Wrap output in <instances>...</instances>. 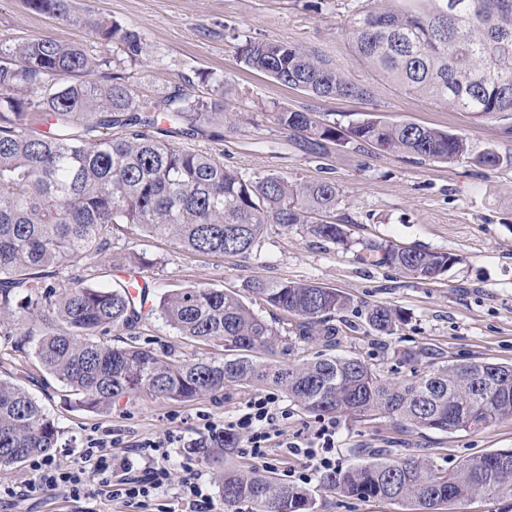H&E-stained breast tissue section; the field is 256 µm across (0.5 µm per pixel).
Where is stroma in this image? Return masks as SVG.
<instances>
[{"label":"stroma","instance_id":"stroma-1","mask_svg":"<svg viewBox=\"0 0 512 512\" xmlns=\"http://www.w3.org/2000/svg\"><path fill=\"white\" fill-rule=\"evenodd\" d=\"M77 10H93L140 32L150 43L149 60L128 68L134 92L153 98L199 73L224 76L232 92L224 101V137L181 139V146L206 151L243 176L274 171L295 181L329 179L340 202L336 215L350 232L347 246L312 236L304 226L268 225L250 254L210 257L184 253L173 242L135 237L125 225L112 227V250L146 253L153 292L191 286L236 289L248 280L300 281L337 289L352 300L337 313L333 340L313 335L296 342L301 363L315 356L357 357L391 383L448 364H512V118L479 119L403 89L375 72L354 53L348 26L361 0H73ZM50 37L81 43L94 54L111 55L85 29L31 11L23 0H0V44ZM300 44L343 69L368 88L365 99H316L243 68L236 39ZM278 102L320 115L347 128L374 115L388 122H415L465 136L473 153L494 149L503 159L490 170L464 159L424 162L370 146H329L313 153L303 137L274 124L267 107ZM387 241L424 251L455 255L437 280L413 279L398 268L363 260L365 242ZM385 304L407 321L394 334L375 333L365 308ZM38 314L0 318V377L21 385L57 421L61 434L56 460L78 462L97 429L111 427L124 443L169 435L186 443L203 440L205 416L234 415L250 398L230 388L189 402L145 399L113 404L93 414L74 408L62 385L39 364L28 335L39 332ZM139 342L167 351L172 359L220 356L221 348L179 335L159 316L143 319ZM415 354L404 362V354ZM512 449V420L440 432L388 417L338 418L336 465L348 468L379 457H425L442 471L464 458ZM311 475V474H310ZM317 512H407L397 501L349 498L319 487Z\"/></svg>","mask_w":512,"mask_h":512}]
</instances>
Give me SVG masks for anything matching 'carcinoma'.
I'll use <instances>...</instances> for the list:
<instances>
[{
    "label": "carcinoma",
    "instance_id": "cac0c4a2",
    "mask_svg": "<svg viewBox=\"0 0 512 512\" xmlns=\"http://www.w3.org/2000/svg\"><path fill=\"white\" fill-rule=\"evenodd\" d=\"M512 0H367L350 20L356 55L407 90L479 118L512 112ZM38 13L87 27L112 45L119 63L150 55L135 29L72 0H24ZM243 65L275 82L321 99L364 98L366 88L300 44L252 41L236 46ZM210 96L189 90L186 77L155 101L137 98L122 68L83 47L51 38L0 45V313L37 311L44 327L35 355L66 388L77 408L107 413L112 404L144 398L192 402L226 387L276 388L318 414L398 418L442 432L512 419V365H446L390 383L357 357H323L297 364L294 340L335 335L329 319L351 300L334 288L300 281L252 280L255 294L283 317L267 319L242 295L222 288L169 290L148 308L124 285L88 283V266L68 288L48 282L84 257L112 255V225L133 236H164L191 255H245L269 224H305L318 239L345 246L336 219L339 191L331 181L298 182L275 172L245 178L215 156L177 145L195 135L223 138L224 79L209 74ZM279 129L326 144L371 145L424 161L472 159L496 168L487 149L471 156L463 136L413 122L366 118L347 131L313 112L274 104ZM377 264L432 281L455 257L391 243L365 244ZM118 264L153 265L129 251ZM156 312L180 335L221 346L230 357L184 359L148 344L109 345L98 336L134 328ZM366 321L380 335L404 322L401 311L374 305ZM60 427L23 387L0 379V470L50 457ZM235 439L220 436L189 451L215 470L224 508L241 502L252 512H315L313 491L269 472L224 467ZM320 488L342 496L388 499L414 512H437L476 496L512 498V450L468 457L450 472L424 460L383 458L337 469Z\"/></svg>",
    "mask_w": 512,
    "mask_h": 512
}]
</instances>
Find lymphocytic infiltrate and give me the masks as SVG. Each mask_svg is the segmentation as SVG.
<instances>
[{
	"label": "lymphocytic infiltrate",
	"instance_id": "obj_1",
	"mask_svg": "<svg viewBox=\"0 0 512 512\" xmlns=\"http://www.w3.org/2000/svg\"><path fill=\"white\" fill-rule=\"evenodd\" d=\"M288 418L275 392L255 394L248 399L235 416L227 419H209L203 425L208 434L233 436L243 434L245 452L258 462H266L271 443L280 437L281 427ZM336 440L335 419L322 420L310 442H289V453L305 457L314 471L335 470L332 455ZM178 439L169 436L146 440L128 448H119L110 429H103L92 439L81 456L79 466L56 462L50 458L31 461L32 478L19 484H0V502L16 499H38L49 492H58L74 501L97 503L103 500H122L129 512H176V505H154L157 492L169 480V463ZM184 477L177 503L186 512H212L213 495L197 463L183 464Z\"/></svg>",
	"mask_w": 512,
	"mask_h": 512
}]
</instances>
